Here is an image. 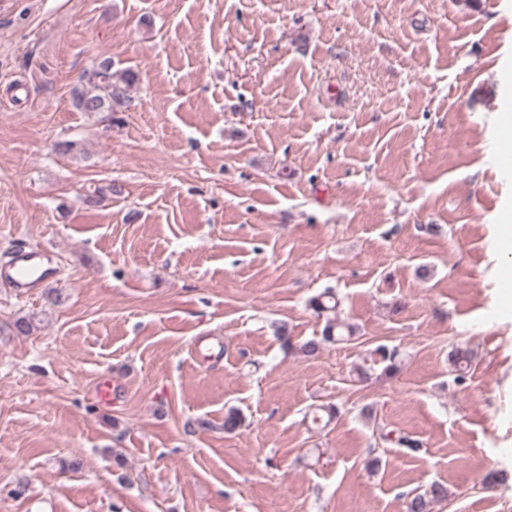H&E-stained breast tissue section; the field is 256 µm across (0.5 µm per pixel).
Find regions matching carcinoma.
Returning <instances> with one entry per match:
<instances>
[{"label": "carcinoma", "mask_w": 512, "mask_h": 512, "mask_svg": "<svg viewBox=\"0 0 512 512\" xmlns=\"http://www.w3.org/2000/svg\"><path fill=\"white\" fill-rule=\"evenodd\" d=\"M112 68V59L104 58L96 67L84 74V81L89 89L79 91L74 96V105L78 110L110 115L126 104L130 98L131 88L137 82V75L130 69L117 73L112 71ZM11 329L17 336L30 335L36 329L34 317L30 315L15 317L11 322ZM277 335L290 349L305 357H313L326 343L357 339L358 327L338 319H330L324 327L321 338L308 339L297 346L291 343L285 327H279ZM375 352L381 361L387 363V372L392 374L398 371V351L396 349L380 345ZM473 359V352L466 348L456 347L448 354L450 364L459 371L468 368ZM447 498V489L443 485L435 483L424 493L410 497L406 509L407 512H430L432 503L444 501Z\"/></svg>", "instance_id": "cac0c4a2"}]
</instances>
